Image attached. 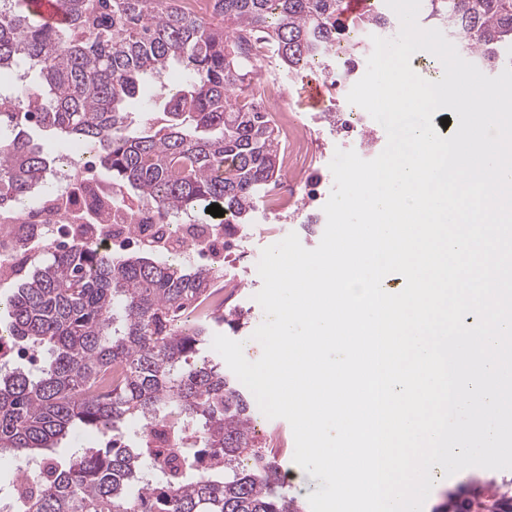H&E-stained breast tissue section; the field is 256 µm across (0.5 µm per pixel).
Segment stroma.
I'll return each mask as SVG.
<instances>
[{"instance_id": "1", "label": "stroma", "mask_w": 512, "mask_h": 512, "mask_svg": "<svg viewBox=\"0 0 512 512\" xmlns=\"http://www.w3.org/2000/svg\"><path fill=\"white\" fill-rule=\"evenodd\" d=\"M314 70H280L278 78L288 91L286 102L289 107L300 112L303 119L313 120V160L304 174L306 183L318 186L323 195H330L334 178L329 164L336 150H352L367 154L368 158L377 157L387 144V133L375 120L365 125L353 127L347 125V113L350 104L344 85L326 82L325 97L321 105L308 103L302 94L304 80L313 78ZM326 227L325 221L316 216L315 206L309 205L305 192H298L288 211L277 215H264L262 208H255L250 220V235L240 242L241 250L248 252L250 259L259 260L263 248L279 242L288 233H297L301 244L308 249L318 246ZM239 308L248 312V324L239 328L220 327L219 332L230 339L243 342L244 355L248 360H258L262 355L261 345L252 340L251 335L264 321L265 314L256 302L255 295L262 287L259 275L245 268H238ZM258 439L276 434L282 440L283 455L281 466L285 474L282 482L284 491L299 500L319 490L322 480L312 478L293 461L294 435L289 422L282 418H267L264 414L256 416Z\"/></svg>"}]
</instances>
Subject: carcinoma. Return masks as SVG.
<instances>
[{"label": "carcinoma", "instance_id": "cac0c4a2", "mask_svg": "<svg viewBox=\"0 0 512 512\" xmlns=\"http://www.w3.org/2000/svg\"><path fill=\"white\" fill-rule=\"evenodd\" d=\"M30 0H0V71L22 68L0 112V212L32 201L53 161L31 136L51 131L80 142L113 187L151 201L160 218L184 209L200 224L222 206L247 224L279 179L278 138L250 97L244 38L261 30L288 70L318 68L338 81L364 52L354 30L392 29L374 2L344 18L343 0H214L211 19L182 0H61L67 17L49 24ZM425 21L448 30L490 71L512 65V0H427ZM184 80L161 93V115L137 123L127 103L147 77L174 63ZM222 269H189L148 252L114 259L77 241L51 250L0 295V353L12 344L35 356L0 372V458L40 465L31 485H12L9 512H303L274 486L280 463L258 441L251 403L220 362L193 359L216 325L242 311L190 318L191 306ZM166 417L175 448L147 437L127 442L123 427ZM76 427L112 433V447L77 448L68 463L48 455ZM196 430L202 457L182 442Z\"/></svg>", "mask_w": 512, "mask_h": 512}]
</instances>
